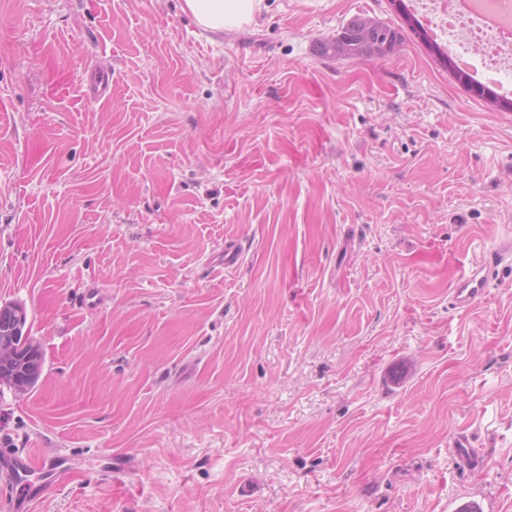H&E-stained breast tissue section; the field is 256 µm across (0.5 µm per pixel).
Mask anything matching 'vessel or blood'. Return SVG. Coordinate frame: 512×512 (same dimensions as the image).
Returning <instances> with one entry per match:
<instances>
[{
    "mask_svg": "<svg viewBox=\"0 0 512 512\" xmlns=\"http://www.w3.org/2000/svg\"><path fill=\"white\" fill-rule=\"evenodd\" d=\"M511 255L512 243L507 242L470 264L451 286L449 304L452 309L465 312L474 308L485 296L491 282L497 279L502 262ZM10 462L11 477L42 495L53 489L68 473L67 459L61 455L46 459L14 455Z\"/></svg>",
    "mask_w": 512,
    "mask_h": 512,
    "instance_id": "b4317fda",
    "label": "vessel or blood"
}]
</instances>
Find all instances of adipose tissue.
Instances as JSON below:
<instances>
[{"label":"adipose tissue","mask_w":512,"mask_h":512,"mask_svg":"<svg viewBox=\"0 0 512 512\" xmlns=\"http://www.w3.org/2000/svg\"><path fill=\"white\" fill-rule=\"evenodd\" d=\"M265 0H183L182 9L206 33H230L252 24Z\"/></svg>","instance_id":"adipose-tissue-1"}]
</instances>
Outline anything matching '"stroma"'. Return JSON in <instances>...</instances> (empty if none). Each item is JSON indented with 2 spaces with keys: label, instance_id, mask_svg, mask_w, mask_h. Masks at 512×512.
I'll return each mask as SVG.
<instances>
[{
  "label": "stroma",
  "instance_id": "obj_1",
  "mask_svg": "<svg viewBox=\"0 0 512 512\" xmlns=\"http://www.w3.org/2000/svg\"><path fill=\"white\" fill-rule=\"evenodd\" d=\"M266 4L214 37L180 0H0V305L45 356L0 386V458L75 473L34 502L0 468V504L512 512V266L448 306L512 240V112L390 0ZM357 17L400 44L325 56ZM401 1L403 4V8L401 10L402 11L401 15L403 16V18L406 22V25L411 30H413L418 35L419 38H421L423 40V42L426 44V46L429 48V50L431 52L435 53L442 60L443 64L446 66V68L448 67V58H449L451 60V62L453 63V67H452L451 71L453 72V74L455 75L457 80H459L460 82L463 81L464 83L469 85V83L472 81V78L470 77V75L468 73H466L464 70H462L461 68H459L455 64V61L452 58L448 57V54H446L440 48V46L427 34V31L424 29V27L422 26L420 21H418V19H416L415 16L408 10V8L406 7V5L404 3V0H401ZM511 252L512 243L508 241L487 251L458 275L449 293V304L452 309L466 312L474 308L485 296L490 283L498 278L499 266Z\"/></svg>",
  "mask_w": 512,
  "mask_h": 512
}]
</instances>
